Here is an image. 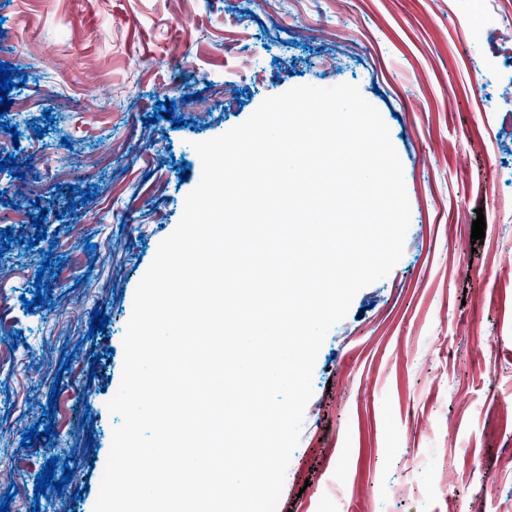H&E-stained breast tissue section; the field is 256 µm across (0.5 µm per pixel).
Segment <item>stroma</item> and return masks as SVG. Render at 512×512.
<instances>
[{"label":"stroma","instance_id":"1","mask_svg":"<svg viewBox=\"0 0 512 512\" xmlns=\"http://www.w3.org/2000/svg\"><path fill=\"white\" fill-rule=\"evenodd\" d=\"M475 8L262 0L246 14L241 0H0V63L13 65L16 84L0 120L19 133L9 154L25 172H0V204L42 218L47 233L27 232L0 254L19 331L0 371V500L5 469L25 459L26 507L93 512L120 422L107 404L135 290L200 180L195 143L244 122L267 97L348 83L389 128L410 222L399 262L355 295L325 338L276 512H502L512 503V134L497 122L512 75L486 69L474 29L459 23ZM224 81L238 94L230 110ZM168 102L172 117H159ZM114 142L126 146L122 160L94 179L30 194L31 180L67 167L71 144L88 162ZM480 215L485 236L475 241ZM39 267L49 295L29 308L33 279L12 276ZM97 310L108 324L93 334ZM56 383L71 397L50 400ZM34 425L55 432L22 446ZM53 456L74 475L63 491L35 497Z\"/></svg>","mask_w":512,"mask_h":512}]
</instances>
